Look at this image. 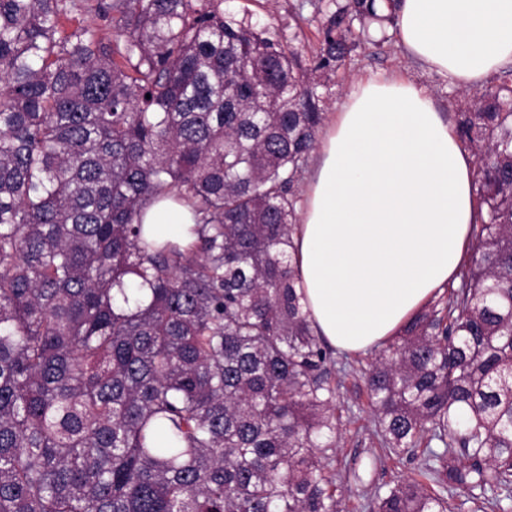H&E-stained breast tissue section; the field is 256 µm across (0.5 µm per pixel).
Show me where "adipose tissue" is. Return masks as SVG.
Masks as SVG:
<instances>
[{
  "instance_id": "ef3b65f1",
  "label": "adipose tissue",
  "mask_w": 512,
  "mask_h": 512,
  "mask_svg": "<svg viewBox=\"0 0 512 512\" xmlns=\"http://www.w3.org/2000/svg\"><path fill=\"white\" fill-rule=\"evenodd\" d=\"M395 24L405 50L460 90L512 63V0H398ZM474 172L426 87H350L320 138L294 236L305 304L331 348L384 346L457 282L481 221ZM142 222L154 239L185 244L196 217L162 199Z\"/></svg>"
}]
</instances>
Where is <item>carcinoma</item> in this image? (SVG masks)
<instances>
[{"label":"carcinoma","mask_w":512,"mask_h":512,"mask_svg":"<svg viewBox=\"0 0 512 512\" xmlns=\"http://www.w3.org/2000/svg\"><path fill=\"white\" fill-rule=\"evenodd\" d=\"M302 66L224 0H0V512H344L337 360L298 293V187L376 0ZM486 219L365 369L419 460L371 512H512V66L460 105ZM188 203L195 240L141 212ZM195 223L196 217L191 207L173 199L151 203L142 215L146 232L159 241L171 240L186 244L193 240L189 229Z\"/></svg>","instance_id":"carcinoma-1"}]
</instances>
